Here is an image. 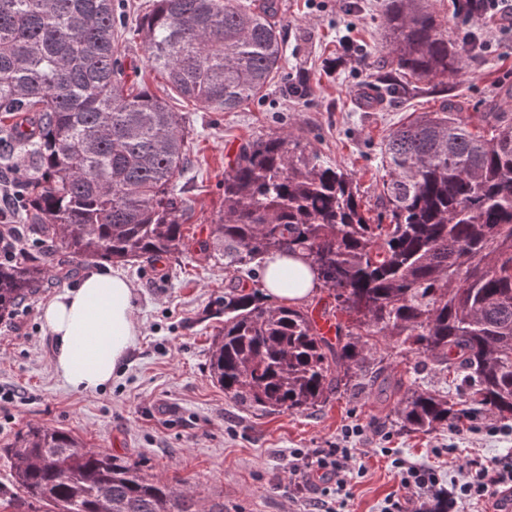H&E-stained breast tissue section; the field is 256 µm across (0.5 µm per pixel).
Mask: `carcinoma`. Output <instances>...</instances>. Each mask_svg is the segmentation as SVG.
I'll use <instances>...</instances> for the list:
<instances>
[{
	"instance_id": "carcinoma-1",
	"label": "carcinoma",
	"mask_w": 512,
	"mask_h": 512,
	"mask_svg": "<svg viewBox=\"0 0 512 512\" xmlns=\"http://www.w3.org/2000/svg\"><path fill=\"white\" fill-rule=\"evenodd\" d=\"M112 0H0L3 132L38 175L19 182L21 232L35 247L0 263V318L75 259L116 263L189 253L190 208L176 192L186 135L179 113L123 79ZM278 0H153L137 35L171 95L233 112L284 69ZM388 54L365 102L446 93L384 142L377 204L359 180L292 132L244 143L224 168V209L199 253L253 270L299 254L332 291L336 343L302 307L258 291L224 293V328L208 370L246 408L300 411L357 380L379 338L417 364L453 375L460 399L397 384L406 430L480 413L512 417V113L491 102L474 132L448 80L480 36L437 21L428 0H384ZM0 500L49 512H200L191 491L72 434L31 425L9 448Z\"/></svg>"
}]
</instances>
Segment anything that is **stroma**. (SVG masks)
I'll return each instance as SVG.
<instances>
[{
    "instance_id": "1",
    "label": "stroma",
    "mask_w": 512,
    "mask_h": 512,
    "mask_svg": "<svg viewBox=\"0 0 512 512\" xmlns=\"http://www.w3.org/2000/svg\"><path fill=\"white\" fill-rule=\"evenodd\" d=\"M348 1L279 0L288 65L262 98L233 112L171 100L188 132L177 187L191 209L196 239L209 238L224 203V168L244 141L295 132L342 169L357 173L372 203L386 174L380 162L385 136L417 113L440 109L437 94L370 111L362 107L369 66L384 54V0H353V10ZM115 48L128 80L165 95V82L149 69L140 39L118 37ZM506 83L512 85L510 32L497 34L492 49L454 79V92L467 107L463 119L477 121L479 108L493 98L512 108V98L500 92ZM99 266L96 260L74 264L69 278L49 279L12 315L0 318V484L11 482V462L2 448L33 424L138 461L156 478L182 481L201 497L204 512L217 504L224 512H297L299 499L322 498L318 478L298 490L288 456L297 449L312 454L335 446L354 425L363 429L353 445L364 473L350 486L343 512H378L386 497L404 496L393 457L439 473L436 490L411 505L413 512H431L437 499L447 497L459 467L512 449V440L488 434L492 428L512 430V419L492 415L430 433L406 431L366 377L307 410L244 409L225 396L208 370L211 338L224 325L219 302L233 274L221 262L187 255L116 265L132 286L139 336L105 388L73 390L54 370V343L41 314L50 299Z\"/></svg>"
}]
</instances>
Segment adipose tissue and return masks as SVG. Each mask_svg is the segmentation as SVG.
<instances>
[{"label": "adipose tissue", "instance_id": "1", "mask_svg": "<svg viewBox=\"0 0 512 512\" xmlns=\"http://www.w3.org/2000/svg\"><path fill=\"white\" fill-rule=\"evenodd\" d=\"M261 286L287 303L308 300L316 288L307 265L285 254L266 262ZM131 295L125 278L100 271L46 304L42 319L54 339V368L68 386L94 391L111 382L139 334Z\"/></svg>", "mask_w": 512, "mask_h": 512}]
</instances>
